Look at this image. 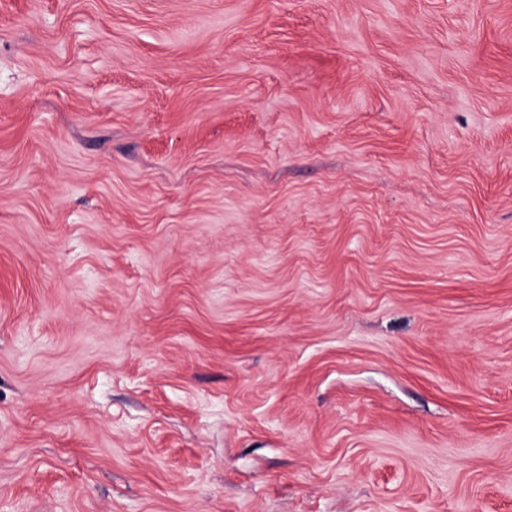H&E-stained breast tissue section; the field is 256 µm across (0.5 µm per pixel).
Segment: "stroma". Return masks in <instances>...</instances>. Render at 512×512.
<instances>
[{
	"label": "stroma",
	"mask_w": 512,
	"mask_h": 512,
	"mask_svg": "<svg viewBox=\"0 0 512 512\" xmlns=\"http://www.w3.org/2000/svg\"><path fill=\"white\" fill-rule=\"evenodd\" d=\"M0 512H512V0H0Z\"/></svg>",
	"instance_id": "obj_1"
}]
</instances>
